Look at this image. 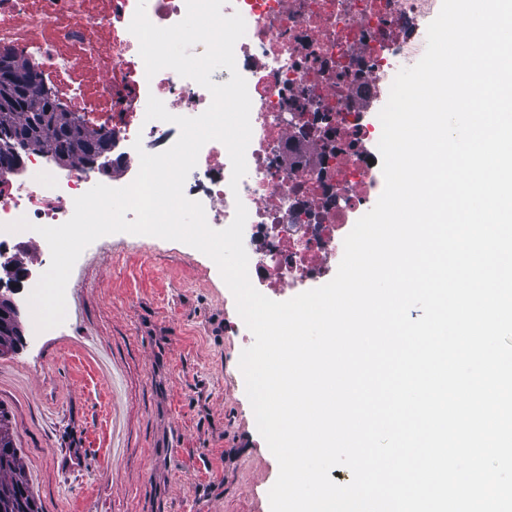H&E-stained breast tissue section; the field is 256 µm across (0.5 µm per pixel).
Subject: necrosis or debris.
<instances>
[{"label": "necrosis or debris", "instance_id": "obj_1", "mask_svg": "<svg viewBox=\"0 0 512 512\" xmlns=\"http://www.w3.org/2000/svg\"><path fill=\"white\" fill-rule=\"evenodd\" d=\"M138 0H0V48L18 61L40 59L59 96L87 123L107 130L112 185L136 176L134 142L155 154L178 138L175 124L146 121L149 97L174 115L194 117L211 103L207 89L171 69L147 76L139 41L130 32ZM430 0H226L224 15L241 14L246 33L235 45L238 72L251 99L247 173L231 187L226 147L206 143L184 194L202 203L212 226H228L236 203L248 211L244 247L249 277L268 288L296 286L325 275L343 255L342 229L377 187L367 145L373 125L360 115L394 66L408 57L430 11ZM110 33L102 51L97 26ZM103 75L93 94L77 82L74 54ZM0 188V252L36 226L70 219L74 200L97 180L76 163L58 170L44 151L27 153ZM27 218L16 234L6 224Z\"/></svg>", "mask_w": 512, "mask_h": 512}]
</instances>
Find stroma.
Here are the masks:
<instances>
[{
	"label": "stroma",
	"instance_id": "obj_1",
	"mask_svg": "<svg viewBox=\"0 0 512 512\" xmlns=\"http://www.w3.org/2000/svg\"><path fill=\"white\" fill-rule=\"evenodd\" d=\"M58 327L0 355V407L45 512H270L279 467L239 368L253 335L217 266L114 233L77 260Z\"/></svg>",
	"mask_w": 512,
	"mask_h": 512
}]
</instances>
